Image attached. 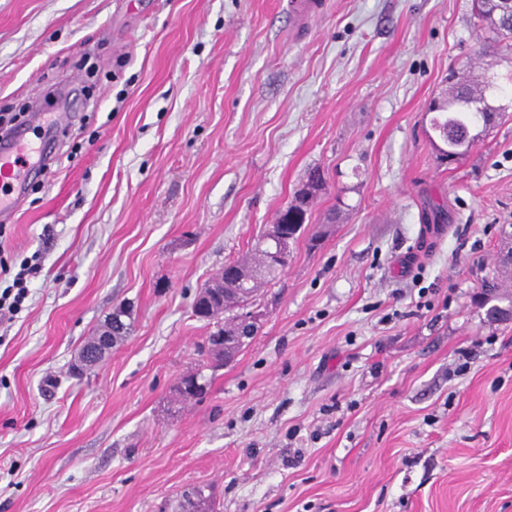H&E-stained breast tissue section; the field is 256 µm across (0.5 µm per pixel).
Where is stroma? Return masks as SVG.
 Masks as SVG:
<instances>
[{
  "mask_svg": "<svg viewBox=\"0 0 512 512\" xmlns=\"http://www.w3.org/2000/svg\"><path fill=\"white\" fill-rule=\"evenodd\" d=\"M292 30L287 0H0V114L73 115L6 223L42 272L0 326V512H512V319L479 304L512 276V94L458 160L430 125L486 39L471 0H327ZM316 167L320 247L209 368L200 287ZM122 325L124 326V331L122 333H113L112 338L110 339L113 343V345L116 343L117 339L121 338L125 333V325L122 322ZM112 331V325L108 326L104 331V335L102 333L99 336H91L89 339L93 338L87 346L91 345L94 342H97L100 340L102 336H105L102 338L100 343L97 345L94 349H85L81 353V371H88L96 368L99 366L107 357V355L111 352V345L110 341L107 336L111 335ZM102 335V336H101ZM115 335V336H114Z\"/></svg>",
  "mask_w": 512,
  "mask_h": 512,
  "instance_id": "stroma-1",
  "label": "stroma"
}]
</instances>
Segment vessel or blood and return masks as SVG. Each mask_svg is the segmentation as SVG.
<instances>
[{
    "instance_id": "1",
    "label": "vessel or blood",
    "mask_w": 512,
    "mask_h": 512,
    "mask_svg": "<svg viewBox=\"0 0 512 512\" xmlns=\"http://www.w3.org/2000/svg\"><path fill=\"white\" fill-rule=\"evenodd\" d=\"M323 8V0H288V9L301 29ZM41 155V149L32 147L22 136L0 145V214L19 209L27 183L39 169Z\"/></svg>"
}]
</instances>
